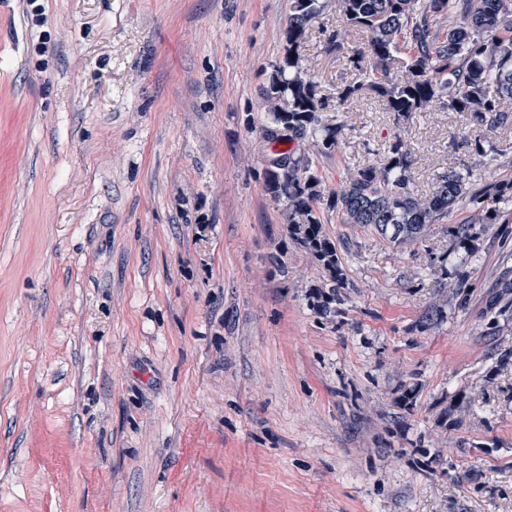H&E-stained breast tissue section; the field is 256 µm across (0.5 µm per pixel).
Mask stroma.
Masks as SVG:
<instances>
[{"mask_svg":"<svg viewBox=\"0 0 512 512\" xmlns=\"http://www.w3.org/2000/svg\"><path fill=\"white\" fill-rule=\"evenodd\" d=\"M288 12L0 11V512H512V324L489 327L512 202L492 224L463 203L397 246L325 200L398 140L419 194L446 169L512 183V126L398 125L367 93L327 112L318 206L347 286L319 314L324 272L265 186ZM339 24L328 5L303 47L328 96L366 42L327 51ZM449 224L474 225L469 248Z\"/></svg>","mask_w":512,"mask_h":512,"instance_id":"35a3bbf8","label":"stroma"}]
</instances>
